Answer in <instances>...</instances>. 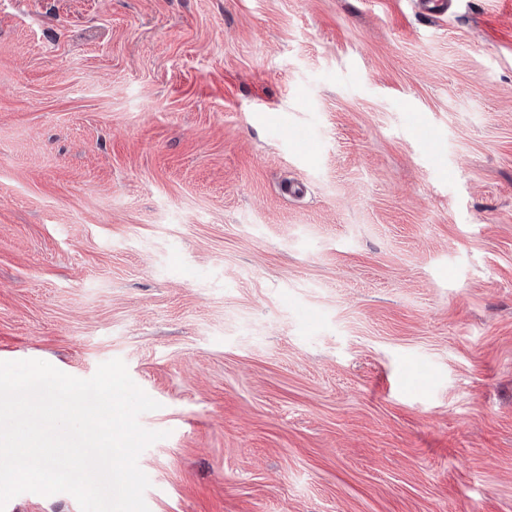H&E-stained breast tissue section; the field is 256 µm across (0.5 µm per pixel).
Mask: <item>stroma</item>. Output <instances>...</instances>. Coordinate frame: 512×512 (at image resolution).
Segmentation results:
<instances>
[{"instance_id":"1","label":"stroma","mask_w":512,"mask_h":512,"mask_svg":"<svg viewBox=\"0 0 512 512\" xmlns=\"http://www.w3.org/2000/svg\"><path fill=\"white\" fill-rule=\"evenodd\" d=\"M449 2L0 0V361L125 362L149 512H512V0Z\"/></svg>"}]
</instances>
